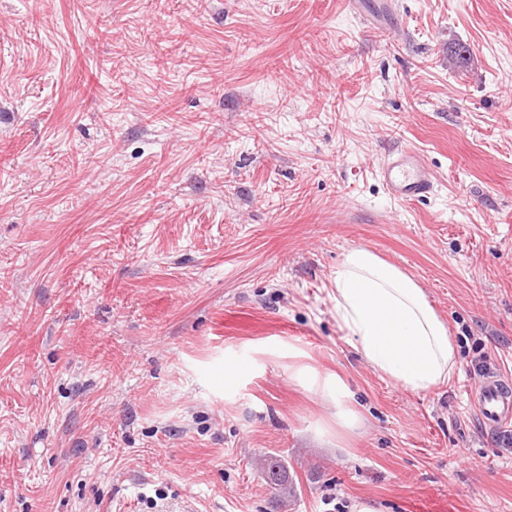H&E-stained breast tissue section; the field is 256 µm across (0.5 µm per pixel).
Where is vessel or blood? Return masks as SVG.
Listing matches in <instances>:
<instances>
[{"label": "vessel or blood", "instance_id": "1", "mask_svg": "<svg viewBox=\"0 0 512 512\" xmlns=\"http://www.w3.org/2000/svg\"><path fill=\"white\" fill-rule=\"evenodd\" d=\"M378 175L387 195L400 202L432 196L436 178L418 151L398 145L379 167ZM470 403L484 431L496 433L512 427V377L498 373L483 375L469 392Z\"/></svg>", "mask_w": 512, "mask_h": 512}]
</instances>
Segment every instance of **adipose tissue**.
Segmentation results:
<instances>
[{
    "instance_id": "1",
    "label": "adipose tissue",
    "mask_w": 512,
    "mask_h": 512,
    "mask_svg": "<svg viewBox=\"0 0 512 512\" xmlns=\"http://www.w3.org/2000/svg\"><path fill=\"white\" fill-rule=\"evenodd\" d=\"M336 322L351 345L383 378L403 390L426 392L456 371V345L417 280L364 247L349 249L333 276ZM294 378L336 407L338 427L360 425L345 405L348 387L306 365Z\"/></svg>"
}]
</instances>
